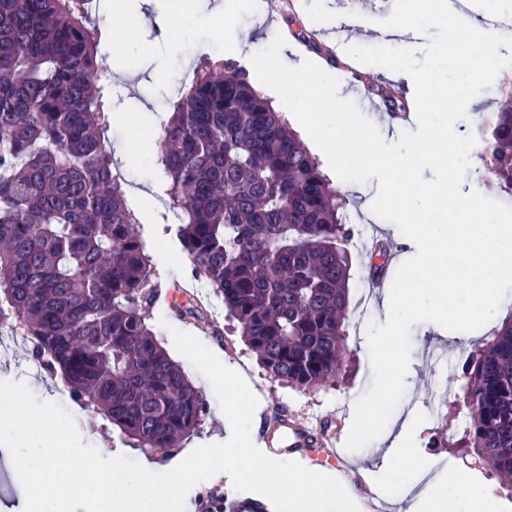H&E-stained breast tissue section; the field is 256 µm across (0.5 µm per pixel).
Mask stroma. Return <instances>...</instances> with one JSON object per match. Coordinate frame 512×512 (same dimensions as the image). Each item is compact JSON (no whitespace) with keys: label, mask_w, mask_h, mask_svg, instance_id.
I'll use <instances>...</instances> for the list:
<instances>
[{"label":"stroma","mask_w":512,"mask_h":512,"mask_svg":"<svg viewBox=\"0 0 512 512\" xmlns=\"http://www.w3.org/2000/svg\"><path fill=\"white\" fill-rule=\"evenodd\" d=\"M256 9L226 8L221 18L189 19L190 33L174 40L160 32L157 22L164 18L166 0H135L119 26H106L102 30L100 52L106 67L132 69L133 79L113 76L112 124L108 132L112 152V170L121 177L128 192L129 205L140 213L137 232L146 243L153 259L156 276L162 286L179 284L180 301L194 297L211 314L216 332H209L202 323L176 316L172 302L159 298L152 310L151 324L168 354H175L171 329H179L196 336L207 348L222 352L224 364L248 377L262 405L263 412L286 407L297 418H323L328 429L338 431L336 449L341 455L339 464H331L323 449L314 448L298 456L301 465L312 469H330L340 476L352 492L362 499V512H376V494L365 481L362 472L369 468L371 447L358 451L345 448L356 401L370 388L373 371L367 341V326L375 321L385 323L380 307L381 289L372 287L370 260L373 234H380L392 248L398 249L402 259H409L417 251L415 243L405 237L392 222L378 217H364L361 206L364 199L375 198L377 179L365 183V198H353L347 207V221L354 225L361 238L359 247L352 252L350 279V308L352 314L345 328L344 343L347 359L338 378L310 389L302 390L281 385L272 380L260 367L255 354L225 320L224 304L211 288L193 276L190 261L176 237L177 208L157 188V152L141 153L137 144L141 129L132 123L134 115L167 117L166 100L173 88L178 87L185 69L200 61L218 62L229 57L230 36L236 32L263 28L260 39L252 44L253 51L266 48L280 29H287L297 50L310 51L329 58L330 65L343 85L349 100L363 104L368 99V84L377 82L375 68L361 69L340 62L339 57L351 38L362 45H379L383 38L379 14L360 9L358 28L337 26L336 18L360 0H255ZM210 44L207 55L196 53L197 41ZM512 82V67L500 71L492 87L477 96L478 104L467 108L466 117L455 125L460 134H472L488 113L497 111L502 103L497 88ZM151 195L157 203L148 210L143 197ZM484 330L472 332L451 331L432 322L413 325L411 329L410 364L405 378V393L392 414L389 424L394 428L408 426V442L418 448L423 458L438 465L462 466L480 470L486 488L507 502L506 512H512V491L506 489L500 478L489 467L480 465L476 456L464 452L459 441L468 425L469 410L464 401L459 365L465 359L472 341L483 338ZM190 381L199 388L207 405V413L200 429L184 440V447L212 434L227 435L230 423L219 420L220 407L208 380L191 363H184ZM0 380L26 383L41 400L59 403L67 411L79 410L61 378H52L35 371L30 345L23 338H8L0 328ZM86 444L94 446L103 456L122 451L135 461H142L140 450L123 446L118 430L93 411H85ZM443 434L442 445L433 447L429 441L434 434Z\"/></svg>","instance_id":"1"}]
</instances>
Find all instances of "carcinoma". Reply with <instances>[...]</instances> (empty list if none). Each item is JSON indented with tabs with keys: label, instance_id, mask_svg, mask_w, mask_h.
<instances>
[{
	"label": "carcinoma",
	"instance_id": "carcinoma-1",
	"mask_svg": "<svg viewBox=\"0 0 512 512\" xmlns=\"http://www.w3.org/2000/svg\"><path fill=\"white\" fill-rule=\"evenodd\" d=\"M100 20L86 0H0V324L126 442L166 454L206 403L160 344V283L107 149ZM395 111L402 101L370 87ZM479 155L512 196V103ZM159 185L196 277L270 378L311 389L346 354L349 199L282 115L227 63L196 68L161 126ZM459 447L512 483V319L471 345Z\"/></svg>",
	"mask_w": 512,
	"mask_h": 512
}]
</instances>
